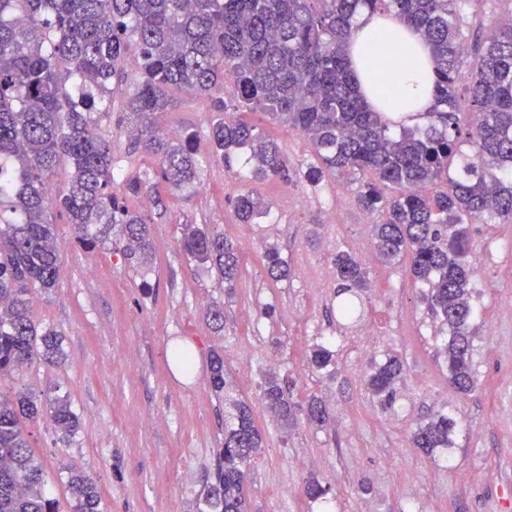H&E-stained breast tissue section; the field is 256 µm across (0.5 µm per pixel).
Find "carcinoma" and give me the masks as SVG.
<instances>
[{
    "label": "carcinoma",
    "mask_w": 512,
    "mask_h": 512,
    "mask_svg": "<svg viewBox=\"0 0 512 512\" xmlns=\"http://www.w3.org/2000/svg\"><path fill=\"white\" fill-rule=\"evenodd\" d=\"M480 0H0V377L36 363L64 359L57 331L38 329L31 316L36 291L57 284L61 258L53 213L66 216L77 243L90 251L112 241L130 245L128 260L152 248L151 216L130 208L158 185L194 187L200 163L195 134L170 139L159 132L176 106L170 90L209 102L215 115L208 138L212 159L231 167L242 151L252 180L288 181V157L279 145L235 116L261 109L307 136L317 163L305 171L318 185L333 175L364 177L355 195L373 225L378 255L407 258L426 291V312L446 339L437 347L450 385L476 388L473 367L474 302L469 225L512 219V18L468 48L463 23ZM391 16L417 31L434 62V104L425 128L398 124L374 111L360 93L348 44L358 14ZM230 85L234 111L219 93ZM114 125L135 123L144 149L159 161L155 181L133 170L112 149ZM66 179L46 204L49 179ZM245 224L268 213L252 192L232 201ZM189 257L207 265L226 288L239 277L237 248L224 234L189 227ZM271 280L290 276L279 252L268 248ZM338 314L360 319L368 289L357 256L334 257ZM310 361L320 370L334 351L317 345ZM403 364L395 356L372 364L366 386L381 406L396 402ZM209 383L224 399V447L213 478L197 498V512H246L245 465L262 447L246 401L235 397L224 355L210 358ZM261 399L277 419L294 416L288 377L268 376ZM50 415L61 440L75 436L79 418L66 396L49 405L20 390L0 394V512H58L46 496L41 462L27 425ZM309 422L327 412L313 397ZM458 421L437 412L417 424L415 447L428 457L452 444ZM71 512H102V496L83 471L66 468Z\"/></svg>",
    "instance_id": "obj_1"
}]
</instances>
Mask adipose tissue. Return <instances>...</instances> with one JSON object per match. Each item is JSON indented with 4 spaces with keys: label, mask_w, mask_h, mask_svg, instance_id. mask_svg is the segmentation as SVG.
I'll return each instance as SVG.
<instances>
[{
    "label": "adipose tissue",
    "mask_w": 512,
    "mask_h": 512,
    "mask_svg": "<svg viewBox=\"0 0 512 512\" xmlns=\"http://www.w3.org/2000/svg\"><path fill=\"white\" fill-rule=\"evenodd\" d=\"M349 55L361 91L375 110L407 125L431 110L433 59L408 26L386 16L361 14ZM398 57L409 58V65L389 71L390 61Z\"/></svg>",
    "instance_id": "1"
}]
</instances>
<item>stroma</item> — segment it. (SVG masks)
<instances>
[{
	"label": "stroma",
	"mask_w": 512,
	"mask_h": 512,
	"mask_svg": "<svg viewBox=\"0 0 512 512\" xmlns=\"http://www.w3.org/2000/svg\"><path fill=\"white\" fill-rule=\"evenodd\" d=\"M173 96L178 105L160 130L174 138L194 131L202 160L195 192L162 188L165 211L151 227L153 255L140 267L111 244L83 250L72 225L58 222V286L35 294L32 314L62 334L65 360L0 382L5 395L25 388L43 401L68 396L80 420L67 441L49 418L32 428L46 493L59 512H70L67 466L96 482L104 512H195L224 444V402L209 384L215 350L263 436L248 467V512H512V221L470 226L480 308L477 388L464 395L439 367V325L425 315L406 263L366 261L370 289L359 323L338 318L334 284L316 285L336 250L371 234L353 203L358 181L331 176L308 184L304 171L315 160L310 141L261 110L245 118L285 151L291 178L244 181L243 160L228 168L211 158L206 102L178 90ZM242 190L268 204V217L237 222L231 200ZM295 197L299 206L286 208ZM189 224L237 245L240 276L232 293L184 254ZM271 247L287 261L288 280L268 277L264 253ZM216 305L224 309L220 330L207 317ZM317 344L335 351L333 370L312 367ZM176 345L192 352L191 374L172 362ZM389 354L403 359L404 374L394 409L385 411L364 376L372 359ZM266 374L293 382L300 411L291 423L277 421L261 400ZM313 397L328 411L321 427L303 413ZM438 411L455 416L458 431L449 458L434 463L411 434ZM313 479L328 487L326 503L305 497Z\"/></svg>",
	"instance_id": "stroma-1"
}]
</instances>
